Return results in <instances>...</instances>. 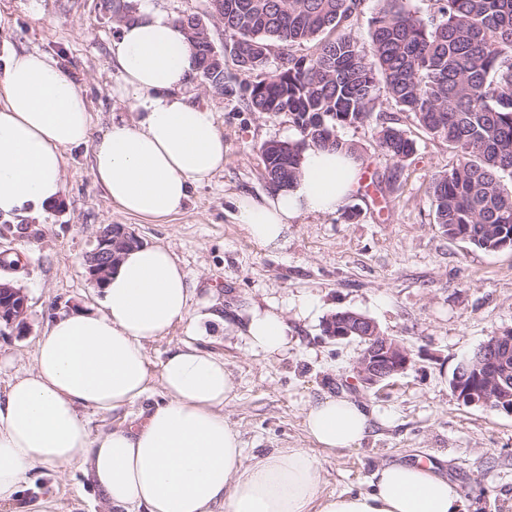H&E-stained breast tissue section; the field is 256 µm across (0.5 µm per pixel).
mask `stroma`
<instances>
[{"label": "stroma", "instance_id": "35a3bbf8", "mask_svg": "<svg viewBox=\"0 0 512 512\" xmlns=\"http://www.w3.org/2000/svg\"><path fill=\"white\" fill-rule=\"evenodd\" d=\"M118 27L104 0H0V69L13 50L53 56L76 79L91 110V137L100 139L112 122L137 116L116 95L121 79L109 47ZM243 81L228 58L223 93L198 75L185 90L214 112L224 168L195 187L180 214L152 220L122 211L94 181L87 145L67 152L57 204L17 221L0 218V259L19 260L0 266V279L26 292L29 326L21 336L0 327V391L31 366L51 318L96 307L100 294L85 276L84 258L103 227L123 224L143 244L167 248L187 272L191 316L214 306L233 316L274 304L287 318L288 351L279 357L253 353L243 337L214 325L192 337L180 323L145 344L156 372L186 343L223 358L236 381L224 417L247 454L308 449L321 462L327 494L368 489L380 462L420 460L458 485L467 512H512V415L462 405L447 382L493 331L512 329V250L489 253L448 239L435 221L430 184L452 157L388 102L384 118H398L416 141L415 154L395 165L376 146V123L342 129L367 182L336 213L291 225L284 249L257 244L237 223L234 202L269 190L261 145L299 134L284 114L250 111ZM344 310L402 341L415 368L372 389L355 382L359 343L323 334L325 319ZM327 395L349 396L378 416L360 447L327 451L305 434L303 408ZM24 497L30 504L51 499L53 512H107L77 464L35 473Z\"/></svg>", "mask_w": 512, "mask_h": 512}]
</instances>
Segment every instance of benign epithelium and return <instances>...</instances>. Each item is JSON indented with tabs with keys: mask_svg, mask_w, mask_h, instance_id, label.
Returning a JSON list of instances; mask_svg holds the SVG:
<instances>
[{
	"mask_svg": "<svg viewBox=\"0 0 512 512\" xmlns=\"http://www.w3.org/2000/svg\"><path fill=\"white\" fill-rule=\"evenodd\" d=\"M193 40L211 48L213 62L224 67V52L213 43L207 25L196 18L187 26ZM141 244L138 237L119 224H110L96 236L93 249L86 256L84 269L88 279L102 287L107 276L127 248ZM28 297L24 289L0 281V325L18 335L27 331L25 320ZM324 336L336 342L356 341L361 349L353 364L357 380L373 388L397 375L406 373L414 363L411 350L398 339L384 334L371 318L354 311L332 315L323 325ZM512 345V332L491 333L477 349L476 356L461 362L454 370L450 387L456 399L465 406L495 408L512 415V370L502 356L506 344Z\"/></svg>",
	"mask_w": 512,
	"mask_h": 512,
	"instance_id": "benign-epithelium-1",
	"label": "benign epithelium"
}]
</instances>
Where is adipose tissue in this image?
Returning <instances> with one entry per match:
<instances>
[{
	"label": "adipose tissue",
	"mask_w": 512,
	"mask_h": 512,
	"mask_svg": "<svg viewBox=\"0 0 512 512\" xmlns=\"http://www.w3.org/2000/svg\"><path fill=\"white\" fill-rule=\"evenodd\" d=\"M110 52L120 98L145 117L112 123L95 142L88 103L57 60L36 50L10 54L0 71V216L55 204L66 152L87 144L95 181L125 212L147 219L180 212L223 169L213 112L181 93L197 66L175 20L142 6ZM360 171L350 150L308 148L292 185L238 198V221L257 243L282 248L297 219L341 208ZM100 293L98 310L48 323L32 367L0 394V504L16 503L37 471L78 464L111 512H464L457 485L419 462L379 463L369 490L327 495L306 449L245 456L224 418L234 378L211 353L177 348L152 376L145 342L182 322L194 333L225 323L216 311L190 318L188 275L168 249H130ZM239 333L269 356L288 349V321L274 306L249 311ZM156 389L162 401L138 408ZM129 408L132 418L100 431L87 416ZM374 418L350 397L327 395L305 407L303 426L321 448L350 449Z\"/></svg>",
	"instance_id": "ef3b65f1"
}]
</instances>
